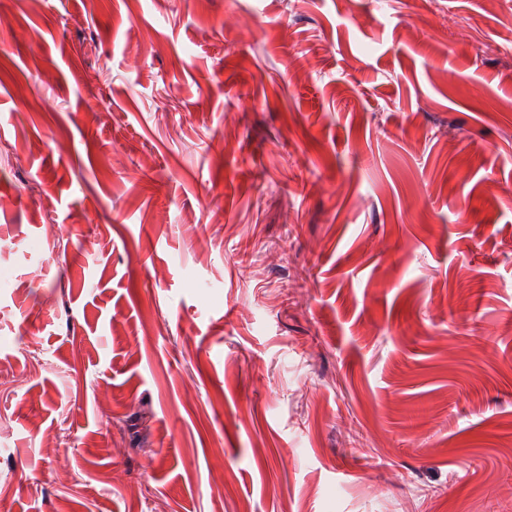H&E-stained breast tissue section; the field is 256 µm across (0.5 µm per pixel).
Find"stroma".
<instances>
[{
  "mask_svg": "<svg viewBox=\"0 0 512 512\" xmlns=\"http://www.w3.org/2000/svg\"><path fill=\"white\" fill-rule=\"evenodd\" d=\"M512 0H0V512H512Z\"/></svg>",
  "mask_w": 512,
  "mask_h": 512,
  "instance_id": "35a3bbf8",
  "label": "stroma"
}]
</instances>
